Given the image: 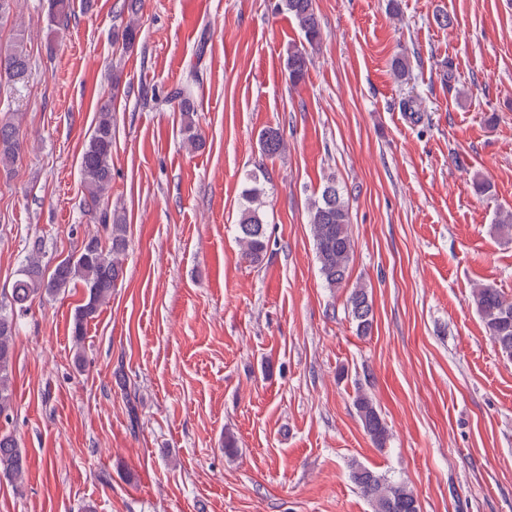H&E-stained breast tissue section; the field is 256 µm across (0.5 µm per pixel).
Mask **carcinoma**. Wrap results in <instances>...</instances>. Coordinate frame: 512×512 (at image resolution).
Instances as JSON below:
<instances>
[{"mask_svg": "<svg viewBox=\"0 0 512 512\" xmlns=\"http://www.w3.org/2000/svg\"><path fill=\"white\" fill-rule=\"evenodd\" d=\"M279 7L297 22L304 43L288 50L284 70L288 81L296 85L304 80L310 65L309 51L320 44L322 27L315 0H280ZM30 71V57L24 34L17 33L13 43L0 49V84L25 82ZM168 98L177 103L183 116V129L188 146L200 149L202 137L196 131V112L192 87L188 84L173 89ZM19 125L11 117L0 119V164L16 161L22 151ZM261 152L267 157L278 155L283 138L274 128L259 134ZM84 207L102 228V233L89 236L79 254L61 260L50 276L41 268L42 246L32 251L15 281L11 301L0 307V417L12 411L10 367L14 352L18 317L27 313L37 297L51 296L66 288L80 287L83 303L74 313L72 336L75 359L81 361L86 326L95 318L100 307L112 296L123 278L124 259L129 249L127 224L120 214L108 208L112 188V103L103 102L97 112L93 134L80 158ZM264 188L259 183L245 191L237 238L245 261L259 264L267 249L266 224L260 210ZM310 223L315 256L320 276L328 288H343L349 281L354 256V241L349 224L350 213L345 189L336 180H326L320 196L311 203ZM472 304L478 312L485 333L507 357L512 358V300L504 297L492 285L473 289ZM346 307L359 335L371 334L374 323L373 301L368 288L358 283L346 298ZM353 406L371 442L384 448L390 431L374 401L364 393L357 394ZM26 457L17 439L0 434V477L22 486L26 474ZM349 476L370 502L373 512H421L419 501L407 482L379 474L353 462Z\"/></svg>", "mask_w": 512, "mask_h": 512, "instance_id": "obj_1", "label": "carcinoma"}]
</instances>
